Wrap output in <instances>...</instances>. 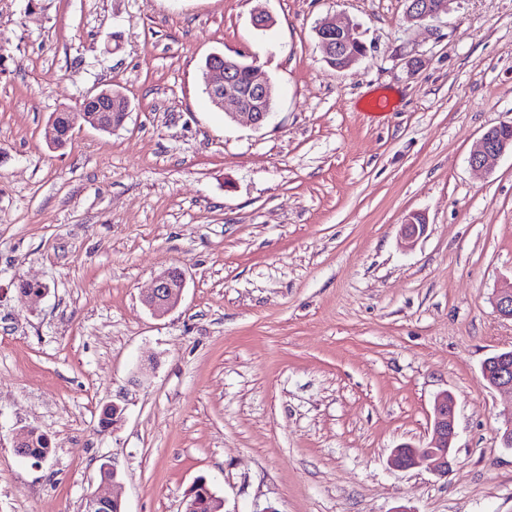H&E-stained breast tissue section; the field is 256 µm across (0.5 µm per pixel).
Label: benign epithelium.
Masks as SVG:
<instances>
[{
  "mask_svg": "<svg viewBox=\"0 0 512 512\" xmlns=\"http://www.w3.org/2000/svg\"><path fill=\"white\" fill-rule=\"evenodd\" d=\"M447 9V0H435L433 3L410 0L406 13L409 21L427 24ZM316 32L320 37L319 48L326 59L359 41L358 29L341 17L322 21L316 27ZM248 71V85L243 86L224 70L222 54L213 53L204 74L206 91L212 103L228 112L231 120L259 129L273 115L270 106L271 85L262 76L257 61L248 65ZM115 101L123 103L118 117L112 114V103ZM128 111V100L120 90L104 88L87 94L76 108L68 110L69 130H74L80 123L100 132H112L124 123ZM508 150L512 151V138L495 140L487 131L477 140L470 153V166L479 171H490ZM423 231V218L408 216L401 228L404 244L413 246ZM185 286V276L175 279L170 270L165 269L154 276L150 291L143 296V303L152 313L164 315L178 306ZM492 301L500 317L512 320V283L498 289ZM482 375L491 387L512 392V348L487 358L482 365ZM455 415L454 397L447 392L441 393L434 402L431 439L422 447L405 443L392 449L389 456L391 467L410 470L427 461L435 474L441 477L448 475L454 464L452 441L455 436ZM114 504H122L121 499L96 491L88 495L84 509L85 512H110Z\"/></svg>",
  "mask_w": 512,
  "mask_h": 512,
  "instance_id": "benign-epithelium-1",
  "label": "benign epithelium"
}]
</instances>
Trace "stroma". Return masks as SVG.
<instances>
[{"label":"stroma","instance_id":"35a3bbf8","mask_svg":"<svg viewBox=\"0 0 512 512\" xmlns=\"http://www.w3.org/2000/svg\"><path fill=\"white\" fill-rule=\"evenodd\" d=\"M405 10L0 0V512H82L105 463L125 512H180L200 481L224 512H512V395L481 372L512 348L492 304L512 278V152L469 164L512 123V0H450L428 27ZM333 15L367 47L344 71L315 39ZM218 51L273 83L262 128L211 104ZM109 86L121 128L47 142L51 113ZM380 91L392 109L367 111ZM169 267L186 288L157 317L142 297ZM444 391L452 470L392 469ZM28 427L43 462L12 446ZM512 128V123H504L485 132L477 140L469 156L470 166L479 171H490L507 150L512 151V138L494 140L493 129ZM31 434L32 439L28 429L20 430L19 432H17L14 437L13 448H15L18 455L27 459L34 460L37 463H39L42 460H44L47 456L42 458H33L30 455L26 454V450L30 444V440L31 446H29L28 450L30 451L31 454L39 456L49 455L53 451V448H51V444L48 441V439L43 434L39 433L36 429L32 428Z\"/></svg>","mask_w":512,"mask_h":512}]
</instances>
